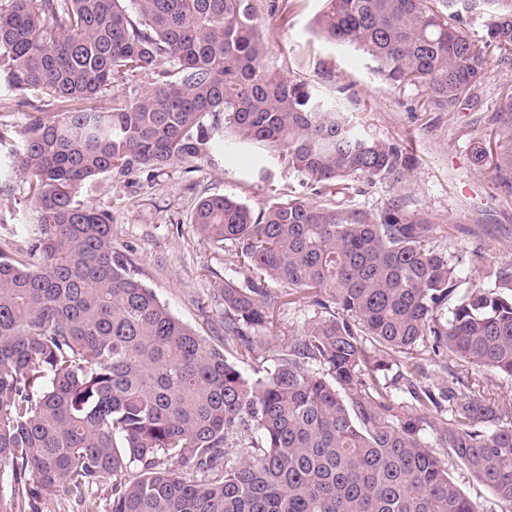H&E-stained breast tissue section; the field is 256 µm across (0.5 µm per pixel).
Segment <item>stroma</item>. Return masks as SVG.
Listing matches in <instances>:
<instances>
[{
	"label": "stroma",
	"instance_id": "stroma-1",
	"mask_svg": "<svg viewBox=\"0 0 512 512\" xmlns=\"http://www.w3.org/2000/svg\"><path fill=\"white\" fill-rule=\"evenodd\" d=\"M322 6V0H281L277 14L265 22L270 65L284 76L309 80L365 135L404 148L413 160L405 191L431 220L436 245L465 250L480 238L487 244L486 271L512 263V189L494 181L490 170L474 167L470 158V145L489 127L500 88L512 72L493 68L455 111L426 109L422 88H390L362 52L314 35ZM325 60L334 69L328 81L318 75ZM274 154L263 146L234 150L221 164L203 161L192 171L174 165L154 177L140 174L132 184L104 176L93 190L79 195L81 202L111 212L114 243L129 255L138 278L178 319L217 347L224 344V308L217 302L224 283L246 285L252 272L239 265L232 244L218 249L201 242L190 222L198 201L226 195L260 209L266 193L258 171L264 166L284 195L310 203L336 195L332 186L314 194L310 181L278 165ZM0 164L6 165L18 200L15 213L0 219V238H20L30 209L28 176L12 166L8 147H0ZM321 317V310L306 299L277 303L271 325L256 337L253 353L239 360V370L248 378L273 370L288 342ZM455 378L488 397L512 398V379L461 362L449 375L430 372L428 383L445 386Z\"/></svg>",
	"mask_w": 512,
	"mask_h": 512
}]
</instances>
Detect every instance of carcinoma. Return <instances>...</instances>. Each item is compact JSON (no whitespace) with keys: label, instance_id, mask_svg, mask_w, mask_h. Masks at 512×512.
I'll return each mask as SVG.
<instances>
[{"label":"carcinoma","instance_id":"obj_1","mask_svg":"<svg viewBox=\"0 0 512 512\" xmlns=\"http://www.w3.org/2000/svg\"><path fill=\"white\" fill-rule=\"evenodd\" d=\"M257 2L0 0L8 91L63 108L20 130L0 123V145L20 140L12 164L30 173L33 201L24 239L0 240V512H15L17 494L42 512L50 491L81 501L93 487L110 491L108 512H479L424 439L444 409L438 445L512 512V401L422 387L417 362L390 377L386 358L422 346L444 371L463 361L512 378V265L486 285L482 242L467 260L433 244L402 190L409 156L268 66ZM315 32L364 51L389 86L423 87L438 112L493 66L512 68V0H325ZM149 71L156 81L131 101L73 107ZM491 125L499 141L475 139L471 162L508 186L512 86ZM226 129L281 147L283 164L343 197L273 192L258 211L226 195L199 201L202 242H231L255 272L244 287L224 282L218 349L135 277L112 213L76 197L103 176L215 157ZM361 182L386 184L379 212L354 203ZM273 284L333 314L250 380L225 351H253ZM252 429L234 451L231 438Z\"/></svg>","mask_w":512,"mask_h":512}]
</instances>
